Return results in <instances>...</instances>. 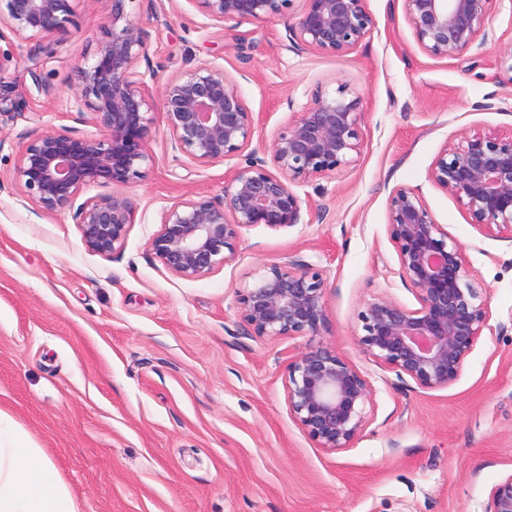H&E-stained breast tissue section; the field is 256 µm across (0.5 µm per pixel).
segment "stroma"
Here are the masks:
<instances>
[{"label":"stroma","mask_w":512,"mask_h":512,"mask_svg":"<svg viewBox=\"0 0 512 512\" xmlns=\"http://www.w3.org/2000/svg\"><path fill=\"white\" fill-rule=\"evenodd\" d=\"M303 6L224 25L194 0L126 7L144 33L136 70L150 89L202 65L223 69L254 114L256 141L270 143L339 85L362 101L354 162L293 183L299 223L244 228L235 260L206 277L169 272L148 243L174 202L222 198L244 156L202 168L157 136L147 177L114 188L136 218L122 248L104 256L85 249L72 212L43 213L14 184L33 125L0 123V409L47 453L75 512H485L492 486L512 473V240L470 224L429 178L441 148L464 132L512 130V76L498 65L512 44V0H490L487 41L441 59L417 45L403 0H365L373 26L344 56L292 42ZM102 22L78 0L40 68L34 42L0 38V83L43 126L99 136L70 106L74 68L95 61ZM39 81L52 96L38 93ZM399 187L419 191L489 294L491 328L445 388L398 378L357 344L367 301L417 305L387 233ZM292 259L328 281L325 328L316 338L248 335L237 289ZM316 341L373 389L367 428L339 452L318 448L288 409V360Z\"/></svg>","instance_id":"stroma-1"}]
</instances>
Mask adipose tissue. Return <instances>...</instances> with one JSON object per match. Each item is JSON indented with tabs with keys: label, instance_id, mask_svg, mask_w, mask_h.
I'll list each match as a JSON object with an SVG mask.
<instances>
[{
	"label": "adipose tissue",
	"instance_id": "adipose-tissue-1",
	"mask_svg": "<svg viewBox=\"0 0 512 512\" xmlns=\"http://www.w3.org/2000/svg\"><path fill=\"white\" fill-rule=\"evenodd\" d=\"M0 512H74L46 453L0 411Z\"/></svg>",
	"mask_w": 512,
	"mask_h": 512
}]
</instances>
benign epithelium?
<instances>
[{
    "label": "benign epithelium",
    "mask_w": 512,
    "mask_h": 512,
    "mask_svg": "<svg viewBox=\"0 0 512 512\" xmlns=\"http://www.w3.org/2000/svg\"><path fill=\"white\" fill-rule=\"evenodd\" d=\"M75 0H0V24L21 40L38 42L40 64L53 55L47 37L65 31ZM101 5L97 59L76 68L74 111L100 130L97 138L69 129L36 130L20 146L13 180L46 213L73 211L85 249L100 255L119 250L135 208L108 191L143 179L153 166L150 144L159 133L199 167L240 155L257 131L237 84L224 70L200 66L168 79L159 89L163 127L153 117V94L135 70L143 32L128 19V0ZM216 22L289 14L294 0H193ZM292 39L312 50L344 56L373 26L365 0H303ZM404 14L420 49L432 58H453L489 37V0H403ZM361 100L346 86L336 96L318 95L283 126L271 142L253 149L224 184V197L182 199L166 208L149 250L170 272L199 279L235 260L242 229L298 223L303 201L297 180L327 176L350 165L361 147ZM25 102L0 85V117L20 113ZM432 182L463 207L469 222L512 239V130H473L447 143L429 172ZM102 187L75 205L79 192ZM387 230L400 275L416 291L418 307L379 296L358 314V345L382 366L425 389L459 377L489 325L487 290L476 287L462 246L434 219L418 192L401 187L387 201ZM328 283L302 260L263 266L255 282L237 292L241 321L251 336H317L327 320ZM288 408L309 437L327 452L353 447L366 429L373 389L336 351L312 345L288 360ZM485 512H512V473L496 483Z\"/></svg>",
    "instance_id": "7a95c632"
}]
</instances>
